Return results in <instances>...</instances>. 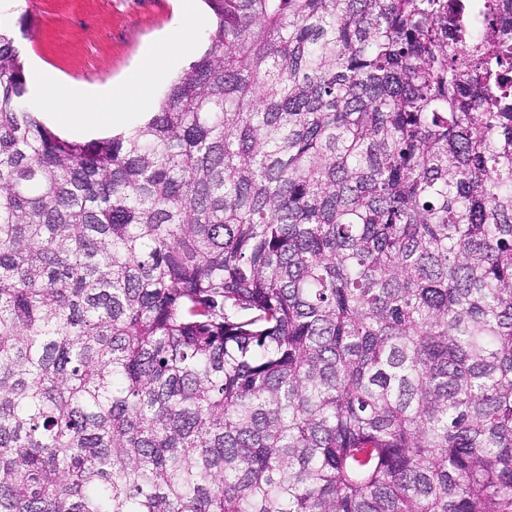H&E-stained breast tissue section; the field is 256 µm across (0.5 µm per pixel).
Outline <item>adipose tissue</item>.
Here are the masks:
<instances>
[{"label":"adipose tissue","instance_id":"1","mask_svg":"<svg viewBox=\"0 0 512 512\" xmlns=\"http://www.w3.org/2000/svg\"><path fill=\"white\" fill-rule=\"evenodd\" d=\"M180 8L181 22L162 42L152 48L146 59L147 65L151 66L156 61L190 51L194 46L199 22L192 12L191 0H182ZM149 93V86L143 83L132 84L130 89L119 93L108 86L94 91L74 89L64 92L48 74L42 75L34 90L35 100L47 117L79 131H90L112 121L117 106H137Z\"/></svg>","mask_w":512,"mask_h":512}]
</instances>
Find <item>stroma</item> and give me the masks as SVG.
<instances>
[{
    "label": "stroma",
    "mask_w": 512,
    "mask_h": 512,
    "mask_svg": "<svg viewBox=\"0 0 512 512\" xmlns=\"http://www.w3.org/2000/svg\"><path fill=\"white\" fill-rule=\"evenodd\" d=\"M28 2L13 0L10 8L28 80L44 71L65 84L109 85L119 91L135 79L150 86V101L127 111L122 129L158 111L189 62L185 56L172 57L159 73L141 65L174 25L175 0H42L36 14Z\"/></svg>",
    "instance_id": "stroma-1"
}]
</instances>
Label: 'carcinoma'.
Here are the masks:
<instances>
[{
    "mask_svg": "<svg viewBox=\"0 0 512 512\" xmlns=\"http://www.w3.org/2000/svg\"><path fill=\"white\" fill-rule=\"evenodd\" d=\"M80 142L0 30V512H512V0H206Z\"/></svg>",
    "mask_w": 512,
    "mask_h": 512,
    "instance_id": "1",
    "label": "carcinoma"
}]
</instances>
